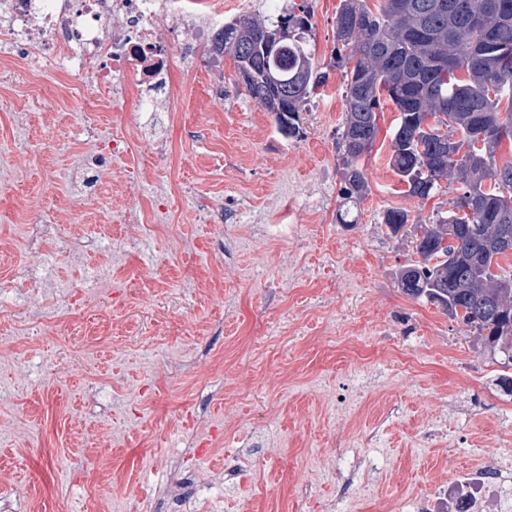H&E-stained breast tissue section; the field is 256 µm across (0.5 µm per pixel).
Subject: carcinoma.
Segmentation results:
<instances>
[{"instance_id":"1","label":"carcinoma","mask_w":512,"mask_h":512,"mask_svg":"<svg viewBox=\"0 0 512 512\" xmlns=\"http://www.w3.org/2000/svg\"><path fill=\"white\" fill-rule=\"evenodd\" d=\"M284 10L271 23L243 17L224 24V41L247 51L227 53L245 63L244 89L274 117L288 138L300 135L305 110L330 73L344 82L345 118L337 149L342 153L338 223L356 225L354 211L371 192L360 159L378 136L381 97L398 112L389 163L421 201L435 197L442 182L464 190L446 212L411 216L388 209L382 220L396 237L406 224L422 231L414 240L418 259L402 265L395 280L402 293L424 299L480 337L499 363L512 368V271L500 259L503 226L512 225V161L498 165L502 137L512 131V0H383L378 12L367 0H340L328 63L315 60L303 40L278 60L281 83L263 81L272 66L255 38L288 22L303 34L312 13ZM308 79L296 80L299 63Z\"/></svg>"}]
</instances>
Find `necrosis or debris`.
I'll use <instances>...</instances> for the list:
<instances>
[{
  "mask_svg": "<svg viewBox=\"0 0 512 512\" xmlns=\"http://www.w3.org/2000/svg\"><path fill=\"white\" fill-rule=\"evenodd\" d=\"M122 24L106 27L113 17ZM176 18L175 37L159 33L160 21ZM224 38V13L205 0H0V40L16 57L32 56L45 69L89 71L94 83L114 86L132 80L143 106L153 109L169 94V71L175 58L193 57L200 41L217 44ZM512 469V459L496 467L460 474L455 483L464 490L435 495L433 512H478L480 504L496 500L507 512L498 478Z\"/></svg>",
  "mask_w": 512,
  "mask_h": 512,
  "instance_id": "obj_1",
  "label": "necrosis or debris"
}]
</instances>
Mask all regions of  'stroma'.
Wrapping results in <instances>:
<instances>
[{
  "instance_id": "35a3bbf8",
  "label": "stroma",
  "mask_w": 512,
  "mask_h": 512,
  "mask_svg": "<svg viewBox=\"0 0 512 512\" xmlns=\"http://www.w3.org/2000/svg\"><path fill=\"white\" fill-rule=\"evenodd\" d=\"M308 3L325 62L340 0ZM235 79L199 46L148 112L0 46V512H175L179 470L193 512H431L512 455V369L395 283L384 211L457 192L407 195L393 103L348 230L341 74L292 139Z\"/></svg>"
}]
</instances>
